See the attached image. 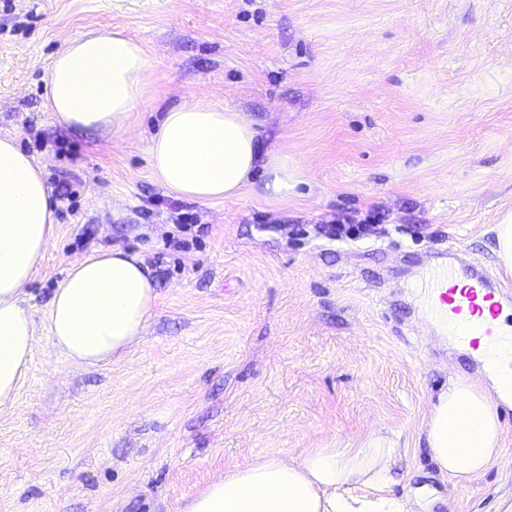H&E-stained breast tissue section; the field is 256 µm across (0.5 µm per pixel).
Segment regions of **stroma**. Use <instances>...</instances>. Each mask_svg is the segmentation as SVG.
<instances>
[{"instance_id": "obj_1", "label": "stroma", "mask_w": 512, "mask_h": 512, "mask_svg": "<svg viewBox=\"0 0 512 512\" xmlns=\"http://www.w3.org/2000/svg\"><path fill=\"white\" fill-rule=\"evenodd\" d=\"M121 29L150 58L120 135L53 125L45 76L66 41ZM206 96L254 121L299 183L197 203L155 182V101ZM46 167L55 245L23 295L36 346L0 412V512H181L277 454L389 443L408 512H498L499 461L454 484L425 422L465 348L423 309L454 246L498 279L512 214V0H0V136ZM118 245L158 307L122 360H65L44 313L69 259ZM497 254L506 272L512 270V219L503 224H497Z\"/></svg>"}]
</instances>
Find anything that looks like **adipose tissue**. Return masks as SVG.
<instances>
[{
    "label": "adipose tissue",
    "mask_w": 512,
    "mask_h": 512,
    "mask_svg": "<svg viewBox=\"0 0 512 512\" xmlns=\"http://www.w3.org/2000/svg\"><path fill=\"white\" fill-rule=\"evenodd\" d=\"M148 70L143 43L124 31L77 34L51 61L45 110L61 127L125 133L146 95ZM148 157L162 187L199 203L236 198L257 174L267 197H287L296 186L287 158L261 152L240 112L205 97L163 107ZM56 208L43 166L13 136H0V411L14 405L32 360L33 321L21 298L54 242ZM157 298L139 255L96 248L69 261L45 313L47 339L70 362L108 365L139 338ZM501 436L496 406L465 382L449 386L426 422L431 456L457 485L497 463ZM391 455L379 440L314 448L297 461L268 455L206 485L183 512H403L390 495Z\"/></svg>",
    "instance_id": "ef3b65f1"
}]
</instances>
